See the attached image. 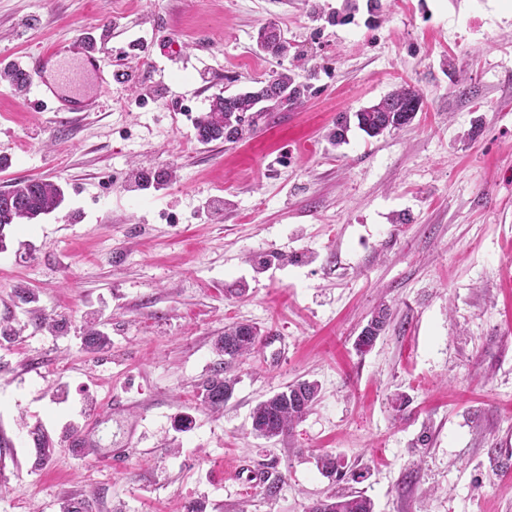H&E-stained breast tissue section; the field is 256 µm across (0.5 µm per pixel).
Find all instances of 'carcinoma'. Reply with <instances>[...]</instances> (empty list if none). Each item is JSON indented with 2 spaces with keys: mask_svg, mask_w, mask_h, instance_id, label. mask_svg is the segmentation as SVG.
Returning <instances> with one entry per match:
<instances>
[{
  "mask_svg": "<svg viewBox=\"0 0 512 512\" xmlns=\"http://www.w3.org/2000/svg\"><path fill=\"white\" fill-rule=\"evenodd\" d=\"M288 91V101L298 106L307 96L309 86L297 81V73L280 72L266 80L259 91L267 98L268 108L256 113L252 108L251 92L237 93L226 100L216 98L209 113L197 124L198 137L203 142L225 140L237 142L251 136L257 128L282 111L278 91ZM421 106L419 96L409 87L401 86L378 103L354 114L357 125L368 136L375 137L385 130L396 129L410 123ZM350 116L340 115L328 133L331 143L339 146L346 142ZM12 204L0 202V250L4 248L5 229L22 220H31L56 210L63 200L61 188L41 178H22L12 182ZM391 313L381 304L357 336L356 347L361 352L370 350L389 324ZM84 341L90 348L107 344V336L90 321L85 326ZM261 342L260 332L251 324L235 323L224 327V335L217 338L215 352L219 360L213 364L208 376L200 385L198 408L211 414L224 410V404L232 397L236 379L227 374L233 362L243 359L256 350ZM319 393L314 381H298L257 402L250 413L251 432L271 440L292 430L310 411ZM321 473L335 477L341 461L330 455L319 457ZM309 512H374L372 500L364 495L330 493L317 500Z\"/></svg>",
  "mask_w": 512,
  "mask_h": 512,
  "instance_id": "obj_1",
  "label": "carcinoma"
}]
</instances>
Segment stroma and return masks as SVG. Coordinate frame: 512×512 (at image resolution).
Here are the masks:
<instances>
[{
	"instance_id": "1",
	"label": "stroma",
	"mask_w": 512,
	"mask_h": 512,
	"mask_svg": "<svg viewBox=\"0 0 512 512\" xmlns=\"http://www.w3.org/2000/svg\"><path fill=\"white\" fill-rule=\"evenodd\" d=\"M342 2L0 0V191H64L0 252V323L17 331L0 342V512H307L335 490L374 512H512V0H357L327 22ZM267 24L292 54L258 51ZM76 36L123 74L77 117L13 72ZM298 52L314 72L300 107L238 143L198 140L216 97ZM404 85L421 100L410 124L330 144L339 113ZM383 302L391 322L358 353ZM89 314L105 349L81 342ZM233 322L261 345L213 415L197 387ZM304 379L320 389L306 417L250 435L255 403ZM79 430L97 441L84 454ZM130 439L137 454L111 465ZM327 452L342 481L321 474ZM232 464L266 476L244 488Z\"/></svg>"
}]
</instances>
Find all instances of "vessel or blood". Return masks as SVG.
Wrapping results in <instances>:
<instances>
[{
	"label": "vessel or blood",
	"mask_w": 512,
	"mask_h": 512,
	"mask_svg": "<svg viewBox=\"0 0 512 512\" xmlns=\"http://www.w3.org/2000/svg\"><path fill=\"white\" fill-rule=\"evenodd\" d=\"M92 74L99 86H106L112 76L111 64L89 40L71 38L46 53L27 57L21 70L33 88L37 100L52 103L57 112H86L89 104L70 94L78 70Z\"/></svg>",
	"instance_id": "1"
}]
</instances>
